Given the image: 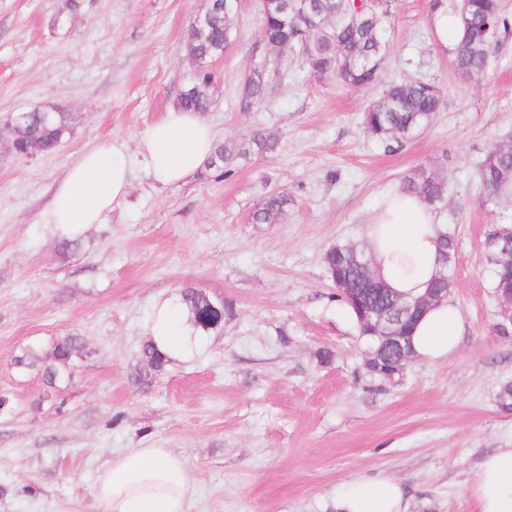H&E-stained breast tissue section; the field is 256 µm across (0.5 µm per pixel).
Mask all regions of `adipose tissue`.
Listing matches in <instances>:
<instances>
[{
	"mask_svg": "<svg viewBox=\"0 0 512 512\" xmlns=\"http://www.w3.org/2000/svg\"><path fill=\"white\" fill-rule=\"evenodd\" d=\"M217 135L197 113L170 108L154 124L142 155L154 181L170 185L194 175ZM132 167L123 147L101 144L85 151L53 191L49 221L60 235L81 234L100 223L124 198ZM436 213L403 191L389 194L367 227L376 277L408 299L425 295L442 270ZM465 331L462 312L447 298L427 308L411 333L414 355L436 361L455 353ZM93 495L103 512H188L192 495L183 459L165 448H133L100 472ZM475 512H512V448L488 454L467 488ZM335 512H407L405 490L389 475L359 474L336 483Z\"/></svg>",
	"mask_w": 512,
	"mask_h": 512,
	"instance_id": "adipose-tissue-1",
	"label": "adipose tissue"
}]
</instances>
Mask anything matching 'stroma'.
Instances as JSON below:
<instances>
[{"label": "stroma", "instance_id": "1", "mask_svg": "<svg viewBox=\"0 0 512 512\" xmlns=\"http://www.w3.org/2000/svg\"><path fill=\"white\" fill-rule=\"evenodd\" d=\"M206 0H0V124L33 107L74 118L55 151L14 155L0 136V512H103L91 489L113 456L165 448L192 480L189 512H330L336 483L382 472L408 512H473L465 494L482 456L512 448V338L496 335L487 235L512 223V193L488 196L478 164L512 141V27L496 66L458 82L429 0H392L387 78L443 93L430 124L402 141L370 135L362 115L382 86L317 79L299 50L260 39V0H238L234 32L209 63L219 140L277 133L228 177L198 171L162 186L136 167L127 196L57 253L47 211L87 149L139 157L150 127L196 78L184 32ZM269 63L265 101L239 104L244 78ZM427 167L448 185L436 213L454 237L452 296L466 333L457 352L413 360L383 382L342 316L323 264L331 245L364 246L384 197ZM286 192L280 223L252 214ZM195 288L224 305L164 371L141 357L158 308ZM76 337L70 377L19 368L24 351ZM331 359H322L323 350Z\"/></svg>", "mask_w": 512, "mask_h": 512}]
</instances>
